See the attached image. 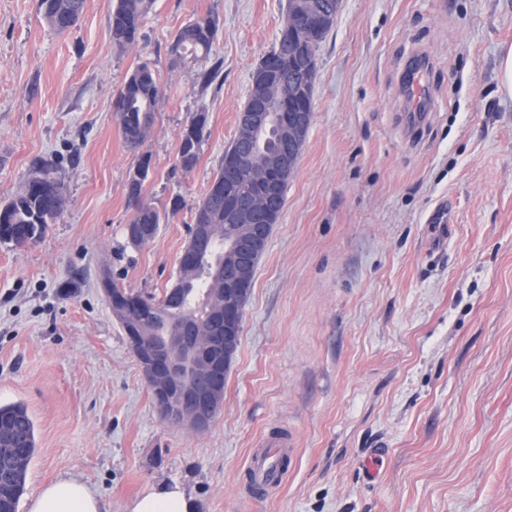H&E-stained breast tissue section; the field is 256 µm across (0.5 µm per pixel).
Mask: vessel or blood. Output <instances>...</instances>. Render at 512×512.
<instances>
[{
    "instance_id": "1",
    "label": "vessel or blood",
    "mask_w": 512,
    "mask_h": 512,
    "mask_svg": "<svg viewBox=\"0 0 512 512\" xmlns=\"http://www.w3.org/2000/svg\"><path fill=\"white\" fill-rule=\"evenodd\" d=\"M425 64H413L406 72V93L416 112H428L433 102L424 82ZM293 444L290 433L271 431L253 449L247 459L245 473L249 485L264 490L281 485L288 470V457Z\"/></svg>"
}]
</instances>
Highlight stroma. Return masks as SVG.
Returning a JSON list of instances; mask_svg holds the SVG:
<instances>
[{
	"instance_id": "stroma-1",
	"label": "stroma",
	"mask_w": 512,
	"mask_h": 512,
	"mask_svg": "<svg viewBox=\"0 0 512 512\" xmlns=\"http://www.w3.org/2000/svg\"><path fill=\"white\" fill-rule=\"evenodd\" d=\"M286 4L155 0L121 51L110 0H86L67 34L39 0H0V201L38 161L67 199L41 241L0 244V405L24 404L37 437L17 512L64 474L106 512L175 481L197 512H512V99L500 92L512 0H341L208 430L162 421L112 315L102 275L155 296L175 278ZM204 16L221 66L206 90L169 52ZM419 55L437 108L417 126L402 86ZM144 60L162 95L134 151L112 102ZM197 112L208 124L186 173L176 157ZM145 153V198L184 206L134 249L126 185ZM275 426L296 455L276 492L246 501L247 456Z\"/></svg>"
}]
</instances>
